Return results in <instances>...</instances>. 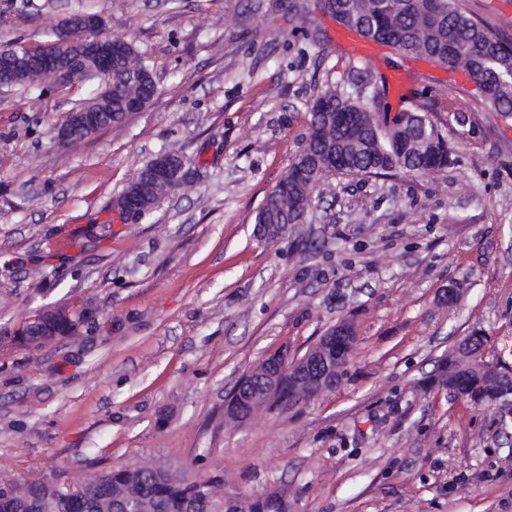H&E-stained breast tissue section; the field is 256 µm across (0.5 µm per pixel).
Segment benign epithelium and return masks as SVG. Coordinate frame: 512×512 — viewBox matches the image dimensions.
I'll return each mask as SVG.
<instances>
[{"instance_id": "benign-epithelium-1", "label": "benign epithelium", "mask_w": 512, "mask_h": 512, "mask_svg": "<svg viewBox=\"0 0 512 512\" xmlns=\"http://www.w3.org/2000/svg\"><path fill=\"white\" fill-rule=\"evenodd\" d=\"M58 29L61 38L44 46H3L0 55L13 59L31 55L41 57L43 66L57 75L68 77L76 69L90 61L102 80L110 81L112 75V53L116 40L103 34L102 20L96 14L74 13L66 17ZM100 113L94 110L71 112L68 119L56 128V138L62 143H74L78 136L85 138L100 131ZM113 210L126 219H142L148 213L138 196L131 194L115 200ZM74 311L69 307H43L29 320V324L42 330L40 336H14L0 343L42 346L59 339L58 327L69 329L74 323ZM356 339L355 331L348 322H339L330 327L318 343L303 356L291 361L262 360L246 374L253 383L247 400L241 401V393L234 390L224 400V421L243 424L259 411L276 405L284 377H292L297 389L296 406H302L315 394L336 389L340 366L336 361V346L342 339ZM458 361L475 366L471 349V338L465 337L456 344ZM200 496L214 507L221 506L224 512H263L262 502L257 499L244 500L217 495L208 485L200 487ZM104 499L108 500L112 512H150L146 503L135 498L127 488L108 489Z\"/></svg>"}]
</instances>
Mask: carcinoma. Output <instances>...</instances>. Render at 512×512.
Returning <instances> with one entry per match:
<instances>
[{
  "label": "carcinoma",
  "mask_w": 512,
  "mask_h": 512,
  "mask_svg": "<svg viewBox=\"0 0 512 512\" xmlns=\"http://www.w3.org/2000/svg\"><path fill=\"white\" fill-rule=\"evenodd\" d=\"M325 13L350 29L363 24V32L380 44L394 47L403 56L423 57L448 70L462 71L474 86L481 105L500 115L512 113V39L494 33L468 15L456 0H324ZM112 60V88L100 87L80 106L102 113L104 128L123 123L124 101L154 99L153 72L142 53L130 41ZM5 89L32 90L54 82L52 73L33 57L4 72ZM355 96L338 87H327L310 107L309 133L279 182L259 209L255 223L288 224L306 221L308 195L318 170L323 174H382L402 171L425 174L450 163L447 143L435 124L414 114L401 123L379 121V91L358 85ZM155 160L124 187L121 194L140 191L157 204L166 194L168 181L143 178ZM482 380L479 373L460 367L448 353L443 383L465 397ZM114 483L132 486L134 494L150 505L151 512H187L197 482L185 478L160 481L129 466L108 470L82 489L86 509L73 507L60 483L33 482L21 497L3 492L0 512H105L103 487Z\"/></svg>",
  "instance_id": "obj_1"
}]
</instances>
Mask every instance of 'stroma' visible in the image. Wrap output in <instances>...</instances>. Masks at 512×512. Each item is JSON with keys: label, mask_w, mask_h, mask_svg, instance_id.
Listing matches in <instances>:
<instances>
[{"label": "stroma", "mask_w": 512, "mask_h": 512, "mask_svg": "<svg viewBox=\"0 0 512 512\" xmlns=\"http://www.w3.org/2000/svg\"><path fill=\"white\" fill-rule=\"evenodd\" d=\"M287 2L8 0L0 13L1 46L96 12L158 85L145 111L66 145L57 122L96 84L0 89V336L45 306L81 313L74 335L0 352V488L147 462L222 480L228 497L280 493L290 512H512V411L436 380L477 332L512 363V118L478 109L460 73L366 49L315 0L306 20ZM461 5L512 37V0ZM357 78L387 79L388 113L426 114L452 164L327 176L307 223L256 239L314 98ZM165 149L196 176L126 222L113 200ZM342 320L357 346L336 390L225 425L242 375L303 356Z\"/></svg>", "instance_id": "1"}]
</instances>
